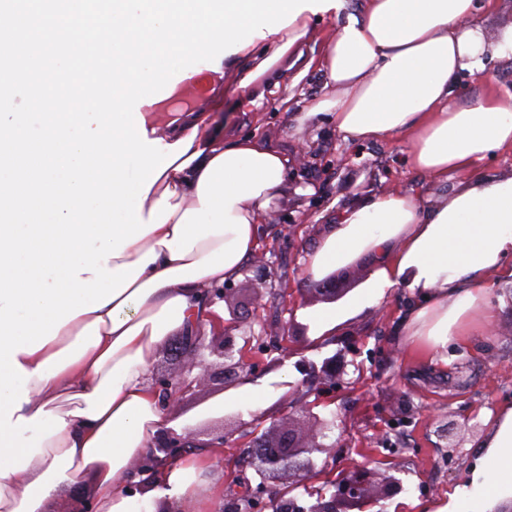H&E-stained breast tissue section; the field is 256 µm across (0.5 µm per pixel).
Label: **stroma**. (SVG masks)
Segmentation results:
<instances>
[{"label": "stroma", "mask_w": 512, "mask_h": 512, "mask_svg": "<svg viewBox=\"0 0 512 512\" xmlns=\"http://www.w3.org/2000/svg\"><path fill=\"white\" fill-rule=\"evenodd\" d=\"M278 70L298 77L293 97L283 88L261 83V97L247 101L225 97L224 109L216 113L217 123L237 134H256L271 139L293 158L292 187L273 200L263 239L275 250L271 260L286 280L302 310L324 307L325 302L306 291L307 256L320 236L336 223L340 212L373 194L393 190L421 193L432 198L450 194V183H433L423 173L409 169L404 161L403 140L381 139L356 144L344 140L329 118H322L302 135L293 132L305 100L316 96L324 79L317 71H305L303 62L284 58ZM484 81L461 74L455 96L466 102L485 91L501 96L512 94V59L485 62ZM295 237L289 247L281 242L287 232ZM227 300L216 301L223 316L239 308L242 320L252 323L265 336L264 342L278 338L285 322L295 321L297 329L291 345L296 358L278 362L276 350H264V343L252 346L254 360L264 363L253 385L268 389L270 405L264 412L267 421L286 418L273 390L276 382L299 383L297 359L322 362L339 356L345 365L343 381L336 384L334 403L318 406L323 418H336L342 425L341 445L335 448L337 470L349 471L361 466L377 469L380 458H389L400 472L404 489L370 507L368 512H418L419 505L446 499L466 482L475 460L473 445L485 431V418L504 400H512V305L503 309L497 331L489 338H476L468 346L449 344L447 362L420 363L408 356L401 327L418 299L407 289L390 291L378 304L363 309L335 328L328 341L314 339L305 319H293L279 298L269 300L266 309H244L252 283L239 277L232 283ZM209 365L200 374L197 359ZM220 358L210 351L193 356L180 347L178 338L159 348L148 366V382L163 375L200 377L192 393L171 404L167 414L175 431L199 426L205 419L230 416L234 407L225 400L229 394L222 374ZM448 416L457 427L454 456H445L436 436V425L428 410ZM396 423L410 425V439L396 452H387L383 442L392 435Z\"/></svg>", "instance_id": "35a3bbf8"}]
</instances>
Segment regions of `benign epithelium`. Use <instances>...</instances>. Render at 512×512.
<instances>
[{
  "label": "benign epithelium",
  "mask_w": 512,
  "mask_h": 512,
  "mask_svg": "<svg viewBox=\"0 0 512 512\" xmlns=\"http://www.w3.org/2000/svg\"><path fill=\"white\" fill-rule=\"evenodd\" d=\"M253 274V280L260 284L250 298L253 309L259 310L266 306L267 282L275 281L274 265L259 260L257 264L248 269ZM340 273L334 272L319 281L307 279L308 291L315 292L330 300L336 299V281ZM240 321L233 317L232 321L224 325L222 341V355L224 359V374L239 381L252 376L259 368V363L247 359L245 356L235 357V345L232 331L238 329ZM182 343L185 348L198 352L205 348L203 336L199 326H194L182 333ZM301 385L308 387L316 397L329 396L336 388V378H340L345 371H336V357L324 359L321 363L307 362L302 365ZM195 380L185 377L163 376L156 380L157 389L163 406L182 398L191 391ZM281 403L286 405L288 417L296 416L311 424L304 440L293 441V438L279 433L276 426H270L266 431H260L263 418L255 417L248 426L251 452L248 463L260 478L256 488L249 490L246 500L251 502L252 508L261 512H349L353 506H373L381 500L394 496L403 491L402 480L381 474L377 480H372V472L366 469H356L343 474L335 484V491L330 496L320 495L312 504H304L298 498L288 495L284 486L277 485L280 479H289L295 482L304 480L313 474L315 463L313 454L325 453L336 447V444H326L329 432L335 426V421L322 420L312 413L313 404L298 395L292 389L285 392ZM211 438L207 442L194 443L191 433L179 434L166 430L157 435L151 444V450L143 461L135 465L130 472L131 477L149 473L181 456L186 448H222L230 443L232 433L221 427L210 432Z\"/></svg>",
  "instance_id": "7a95c632"
}]
</instances>
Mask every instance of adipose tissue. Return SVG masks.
Returning a JSON list of instances; mask_svg holds the SVG:
<instances>
[{"instance_id": "obj_1", "label": "adipose tissue", "mask_w": 512, "mask_h": 512, "mask_svg": "<svg viewBox=\"0 0 512 512\" xmlns=\"http://www.w3.org/2000/svg\"><path fill=\"white\" fill-rule=\"evenodd\" d=\"M328 14L343 23L310 61L327 81L305 120L329 115L353 142L406 139V161L414 170L434 183L452 177L459 183L430 206L420 197L385 191L344 209L309 254L312 278L366 252L381 254L382 261L351 305L318 309L308 318L327 330L403 285L423 299L403 323L406 346L419 360L447 361L449 343H470L497 325L506 305L500 291L512 287V175L489 176L478 168L490 151L512 146V102L493 92L465 105L453 99L461 73L478 78L486 59H512V22L487 33L475 0H362L359 12L343 6ZM312 17L303 10L279 32L226 56L225 74L244 60L252 69L247 78L213 90L208 109L174 118L145 113L148 139L167 145L193 140L142 196L143 219L164 197L175 211L109 260L115 269L150 250L157 256L122 295L67 322L39 351L16 353L31 375L21 416L43 409L66 426L43 441L25 469L0 477V512H54L87 468L97 478L96 512H140L128 475L168 427L146 380L149 363L171 336L208 314L203 287L239 277L258 247L269 203L288 178L284 151L255 135L225 138L211 114L222 108L225 94L244 96L251 80L294 52ZM91 323L98 326L99 344L55 376L35 377L39 364L71 346ZM477 446L469 483L435 512H492L512 503V403L488 415ZM210 457L209 449L197 448L168 463L156 475L154 494L209 512L222 489L199 485L196 476L210 468Z\"/></svg>"}]
</instances>
